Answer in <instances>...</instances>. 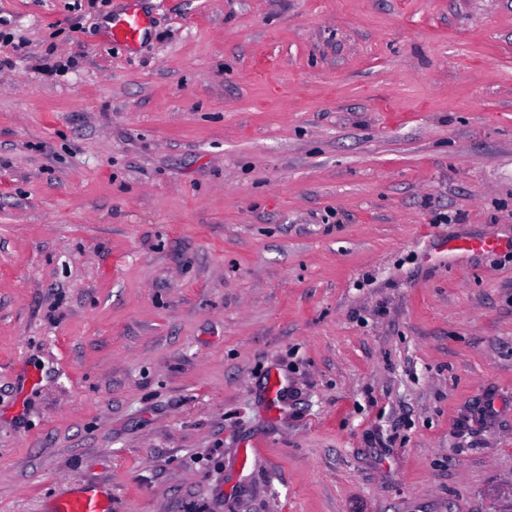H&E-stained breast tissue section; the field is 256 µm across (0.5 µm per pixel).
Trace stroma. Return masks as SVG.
Masks as SVG:
<instances>
[{"mask_svg": "<svg viewBox=\"0 0 512 512\" xmlns=\"http://www.w3.org/2000/svg\"><path fill=\"white\" fill-rule=\"evenodd\" d=\"M126 3L0 0V512H512V0ZM138 1L129 0L126 10L111 19L107 27V37L110 42L128 46L142 40L148 22L139 8ZM52 512H112V494L86 488L56 499Z\"/></svg>", "mask_w": 512, "mask_h": 512, "instance_id": "obj_1", "label": "stroma"}]
</instances>
